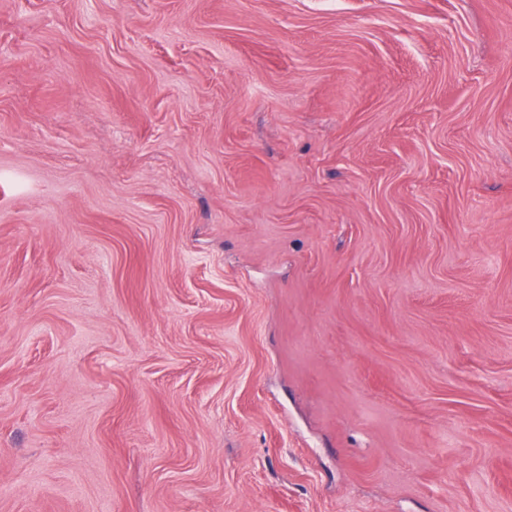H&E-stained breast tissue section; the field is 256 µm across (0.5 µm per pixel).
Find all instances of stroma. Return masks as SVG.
<instances>
[{"label": "stroma", "instance_id": "35a3bbf8", "mask_svg": "<svg viewBox=\"0 0 512 512\" xmlns=\"http://www.w3.org/2000/svg\"><path fill=\"white\" fill-rule=\"evenodd\" d=\"M0 512H512V0H0Z\"/></svg>", "mask_w": 512, "mask_h": 512}]
</instances>
